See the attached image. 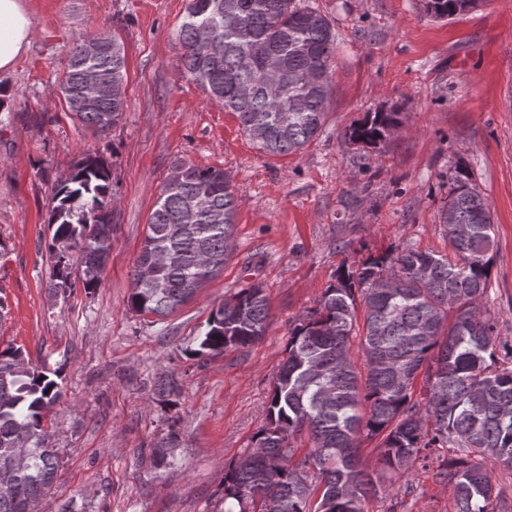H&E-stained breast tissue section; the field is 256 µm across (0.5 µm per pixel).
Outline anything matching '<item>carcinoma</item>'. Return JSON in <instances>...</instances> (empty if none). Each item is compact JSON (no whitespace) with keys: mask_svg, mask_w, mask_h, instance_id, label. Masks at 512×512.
Here are the masks:
<instances>
[{"mask_svg":"<svg viewBox=\"0 0 512 512\" xmlns=\"http://www.w3.org/2000/svg\"><path fill=\"white\" fill-rule=\"evenodd\" d=\"M475 0H426V13L452 18ZM178 71L236 114L244 132L272 154L296 153L321 131L334 87L336 32L305 0H189L179 28ZM58 84L68 111L98 136L116 127L126 106L127 70L119 39L83 33L66 52ZM112 84L92 104L91 78ZM396 112H368L345 132L362 148L384 142ZM150 215L131 272L130 310L165 318L224 271L235 236L237 196L219 168L178 162ZM439 211L455 258L413 246L342 265L315 307L291 328L273 383L265 424L252 448L224 471L222 512H365L367 501L406 477L440 448L457 459L435 473L453 488L455 512H495L481 458L512 469V345L497 343L496 320L480 307L490 282L491 215L468 171H450ZM117 182L110 164L86 154L60 180L49 205L51 288L101 284L112 250ZM363 312V367L349 357ZM269 304L253 283L212 310L193 356L247 348L265 336ZM424 375L423 400L414 385ZM60 373L30 362L20 347L0 348V512H47L60 459L47 412L61 397ZM312 448L292 463L297 437ZM175 426L152 456L176 447ZM380 439V470L360 459L365 439ZM321 489L317 507L312 492Z\"/></svg>","mask_w":512,"mask_h":512,"instance_id":"cac0c4a2","label":"carcinoma"}]
</instances>
